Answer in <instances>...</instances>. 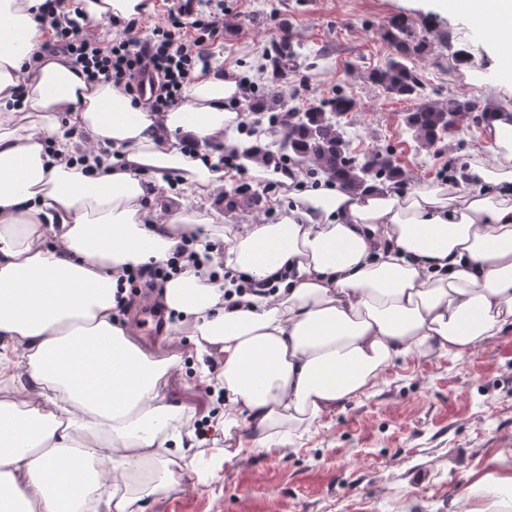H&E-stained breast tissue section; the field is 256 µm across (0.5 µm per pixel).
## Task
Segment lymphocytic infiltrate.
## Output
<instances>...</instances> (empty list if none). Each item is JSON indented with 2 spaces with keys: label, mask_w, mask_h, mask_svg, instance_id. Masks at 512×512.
Returning <instances> with one entry per match:
<instances>
[{
  "label": "lymphocytic infiltrate",
  "mask_w": 512,
  "mask_h": 512,
  "mask_svg": "<svg viewBox=\"0 0 512 512\" xmlns=\"http://www.w3.org/2000/svg\"><path fill=\"white\" fill-rule=\"evenodd\" d=\"M165 19L150 33H143L142 18H110L114 33L109 40L94 38L72 25L82 11L80 0H44L35 19L51 31L45 45L49 55L64 58L81 69L87 81H110L123 86L133 103L147 102L155 111L178 105L186 87L209 50L224 38V0H197L187 8L182 0H164ZM181 252L163 264L137 268L119 284L128 298L141 289L156 288L178 270Z\"/></svg>",
  "instance_id": "obj_1"
}]
</instances>
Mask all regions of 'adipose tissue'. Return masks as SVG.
Segmentation results:
<instances>
[{"label": "adipose tissue", "instance_id": "adipose-tissue-1", "mask_svg": "<svg viewBox=\"0 0 512 512\" xmlns=\"http://www.w3.org/2000/svg\"><path fill=\"white\" fill-rule=\"evenodd\" d=\"M42 0H0V512H130L145 490L173 486L166 443L194 460L285 448L345 402L369 396L397 362L464 358L512 331V103L484 123L488 157L466 179L353 192L294 186L253 150L217 168L180 142L238 149L235 81L197 71L165 112L89 83L57 60L30 61L48 39ZM84 131L80 144L64 127ZM92 150L98 174H86ZM292 188L275 222L222 224L207 203L240 171ZM194 193L199 208L146 206ZM188 251L160 303L191 329L197 381L223 360L225 438L202 444L195 414L164 402L175 356L146 353L123 324L124 271ZM283 281L229 304L224 271ZM455 512H512V448L475 472Z\"/></svg>", "mask_w": 512, "mask_h": 512}]
</instances>
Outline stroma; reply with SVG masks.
<instances>
[{
  "mask_svg": "<svg viewBox=\"0 0 512 512\" xmlns=\"http://www.w3.org/2000/svg\"><path fill=\"white\" fill-rule=\"evenodd\" d=\"M400 16L431 47L417 63L428 101L496 102L512 37L490 38L466 10L450 14L435 0H224V41L212 47V59L241 81L256 76L275 40L292 35L300 68L281 83L283 96L303 106L343 91L355 102L347 121L358 151L390 148L409 185L441 184L488 144L482 125L469 122L442 150L418 149L403 123L415 101L390 98L371 82L394 53L378 30ZM460 49L470 63L456 62ZM157 316L153 305L142 306L133 334L180 356L167 402L199 418L223 414L193 377L187 330L154 331ZM510 440L512 333L463 360L397 363L375 395L337 407L290 448L234 458L206 485H192L182 451L169 448L165 458L180 486L145 497L137 512H453L458 484Z\"/></svg>",
  "mask_w": 512,
  "mask_h": 512,
  "instance_id": "1",
  "label": "stroma"
}]
</instances>
